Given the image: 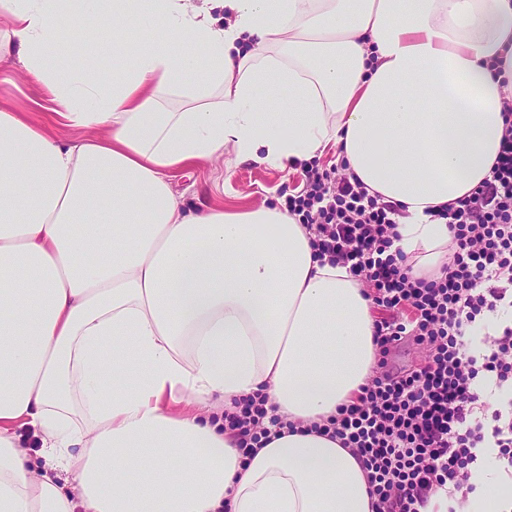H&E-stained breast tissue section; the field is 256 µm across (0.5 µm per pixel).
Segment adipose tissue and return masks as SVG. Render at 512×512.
<instances>
[{"mask_svg": "<svg viewBox=\"0 0 512 512\" xmlns=\"http://www.w3.org/2000/svg\"><path fill=\"white\" fill-rule=\"evenodd\" d=\"M224 7L217 27L190 0H0V60L52 104L0 103V512H372L358 457L318 432L377 363L362 284L282 204L198 211L170 179L228 146L281 168L336 146L404 206L396 245L432 274L450 237L429 209L500 150L512 0ZM90 15L101 40L120 18L144 32L134 64L54 55L60 20L80 37ZM254 397L295 429L247 459L224 415ZM474 482L469 512L512 496L506 474Z\"/></svg>", "mask_w": 512, "mask_h": 512, "instance_id": "ef3b65f1", "label": "adipose tissue"}]
</instances>
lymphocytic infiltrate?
Instances as JSON below:
<instances>
[{
	"mask_svg": "<svg viewBox=\"0 0 512 512\" xmlns=\"http://www.w3.org/2000/svg\"><path fill=\"white\" fill-rule=\"evenodd\" d=\"M304 177L286 210L312 232L318 256L347 267L387 311L376 323V374L324 433L362 461L373 512H425L443 489L446 512H460L486 449H495L497 466L512 468V127L489 178L435 211L452 254L429 281L412 278L393 249L398 205L369 195L351 173L311 167ZM409 337L427 347L424 362L391 369L389 355ZM490 387L502 407L488 419L482 396ZM228 419L246 455L279 423L253 399Z\"/></svg>",
	"mask_w": 512,
	"mask_h": 512,
	"instance_id": "lymphocytic-infiltrate-1",
	"label": "lymphocytic infiltrate"
}]
</instances>
